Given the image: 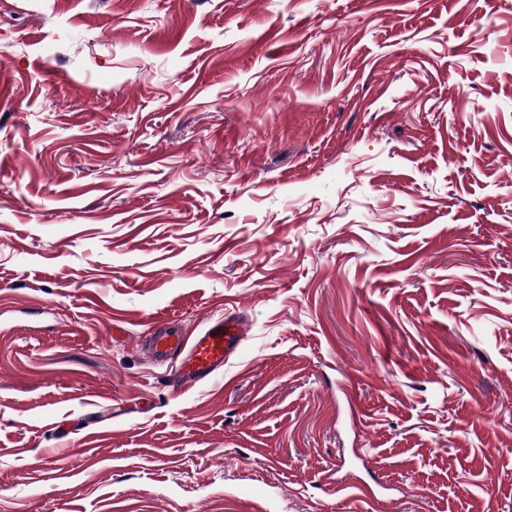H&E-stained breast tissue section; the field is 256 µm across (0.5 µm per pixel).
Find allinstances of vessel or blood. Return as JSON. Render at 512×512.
<instances>
[{
  "instance_id": "b4317fda",
  "label": "vessel or blood",
  "mask_w": 512,
  "mask_h": 512,
  "mask_svg": "<svg viewBox=\"0 0 512 512\" xmlns=\"http://www.w3.org/2000/svg\"><path fill=\"white\" fill-rule=\"evenodd\" d=\"M244 334L243 321L233 314L209 318L192 337L167 322L149 336L146 352L154 363L171 364L177 384L189 389L222 372L238 353Z\"/></svg>"
}]
</instances>
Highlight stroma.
I'll return each instance as SVG.
<instances>
[{
	"instance_id": "stroma-1",
	"label": "stroma",
	"mask_w": 512,
	"mask_h": 512,
	"mask_svg": "<svg viewBox=\"0 0 512 512\" xmlns=\"http://www.w3.org/2000/svg\"><path fill=\"white\" fill-rule=\"evenodd\" d=\"M0 87V512H512V0H0ZM245 325L239 316L210 317L196 336L187 337L176 325L161 324L146 343L148 358L166 364L181 356L172 366L175 381L190 389L211 380L224 370L242 344Z\"/></svg>"
}]
</instances>
